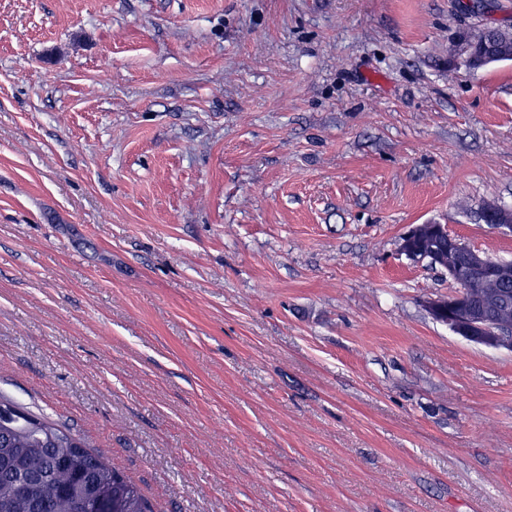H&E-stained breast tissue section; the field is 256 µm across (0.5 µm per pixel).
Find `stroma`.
<instances>
[{"label": "stroma", "mask_w": 512, "mask_h": 512, "mask_svg": "<svg viewBox=\"0 0 512 512\" xmlns=\"http://www.w3.org/2000/svg\"><path fill=\"white\" fill-rule=\"evenodd\" d=\"M0 0V395L154 512H512V353L432 319L435 220L512 260V0ZM470 33L478 41L479 49L490 45L494 38L493 33H485L482 27H472ZM452 43L448 51V66L454 69L473 71L501 61L496 53L477 49L460 30ZM482 215L487 224L499 229L503 233H512L511 207H505L490 202L484 206Z\"/></svg>", "instance_id": "1"}]
</instances>
